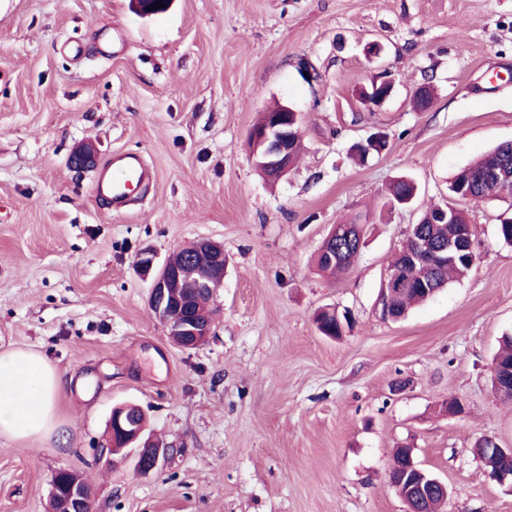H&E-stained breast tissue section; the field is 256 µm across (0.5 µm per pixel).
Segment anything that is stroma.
<instances>
[{
    "mask_svg": "<svg viewBox=\"0 0 512 512\" xmlns=\"http://www.w3.org/2000/svg\"><path fill=\"white\" fill-rule=\"evenodd\" d=\"M385 79L391 97L368 108L360 90ZM424 84L433 102L417 110ZM276 101L302 114L305 152L273 185L248 135ZM377 131L386 150L355 163ZM510 139L512 0H176L149 18L129 0H0V351L90 386L60 398L49 435L0 436V512H49L62 468L88 477L95 512H406L388 483L398 448L447 484L445 512H512V487L474 453L488 437L512 448V400L489 371L512 334V244L497 234L512 206L464 203L471 273L400 320L377 309L410 226ZM84 143L99 166L139 154L149 190L113 210L97 168L69 164ZM400 176L417 196L391 210ZM340 222L365 244L332 279L313 259ZM201 239L223 244L224 284L213 336L184 350L135 259ZM324 308L350 315L340 338L318 332ZM452 398L462 413H446ZM122 403L173 446L161 472L99 460Z\"/></svg>",
    "mask_w": 512,
    "mask_h": 512,
    "instance_id": "1",
    "label": "stroma"
}]
</instances>
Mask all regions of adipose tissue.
Here are the masks:
<instances>
[{"label":"adipose tissue","mask_w":512,"mask_h":512,"mask_svg":"<svg viewBox=\"0 0 512 512\" xmlns=\"http://www.w3.org/2000/svg\"><path fill=\"white\" fill-rule=\"evenodd\" d=\"M62 375L42 354L0 351V436L38 438L54 427Z\"/></svg>","instance_id":"ef3b65f1"}]
</instances>
